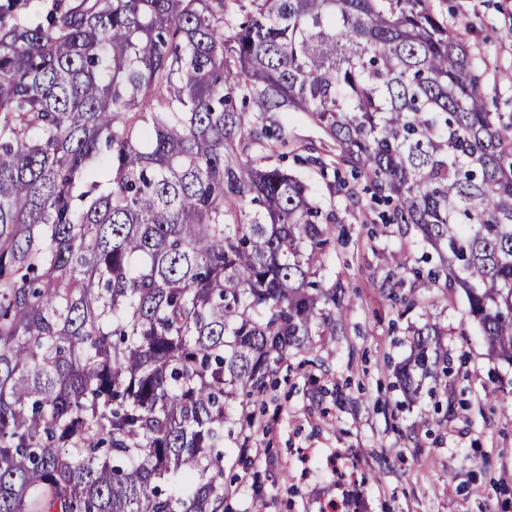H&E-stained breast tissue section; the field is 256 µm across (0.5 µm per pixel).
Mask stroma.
Masks as SVG:
<instances>
[{"mask_svg": "<svg viewBox=\"0 0 512 512\" xmlns=\"http://www.w3.org/2000/svg\"><path fill=\"white\" fill-rule=\"evenodd\" d=\"M478 63L488 111L512 122V0H428ZM360 194L325 251L322 285L352 307L335 335L311 337L278 366L262 404L233 405L246 445L227 440L224 512H512V362L492 356L458 288H428L437 252L411 224L384 225ZM442 332L448 377L409 400L397 378L413 333ZM357 479L337 483L328 461Z\"/></svg>", "mask_w": 512, "mask_h": 512, "instance_id": "1", "label": "stroma"}]
</instances>
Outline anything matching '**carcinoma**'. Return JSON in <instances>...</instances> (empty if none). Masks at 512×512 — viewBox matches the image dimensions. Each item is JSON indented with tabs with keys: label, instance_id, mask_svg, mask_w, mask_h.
Instances as JSON below:
<instances>
[{
	"label": "carcinoma",
	"instance_id": "cac0c4a2",
	"mask_svg": "<svg viewBox=\"0 0 512 512\" xmlns=\"http://www.w3.org/2000/svg\"><path fill=\"white\" fill-rule=\"evenodd\" d=\"M426 0L0 4V512H224L228 405L351 301L303 112L512 360V148ZM436 325L398 373L448 375ZM80 0H19L18 4L21 5V11L28 15L30 19H34L37 22H42L48 10L56 3L65 5H75ZM288 146L282 148L289 153L306 155L304 147L311 142L319 146L320 142H326L323 131L312 123L304 114L295 113L288 118ZM292 153L289 155V164H292Z\"/></svg>",
	"mask_w": 512,
	"mask_h": 512
}]
</instances>
